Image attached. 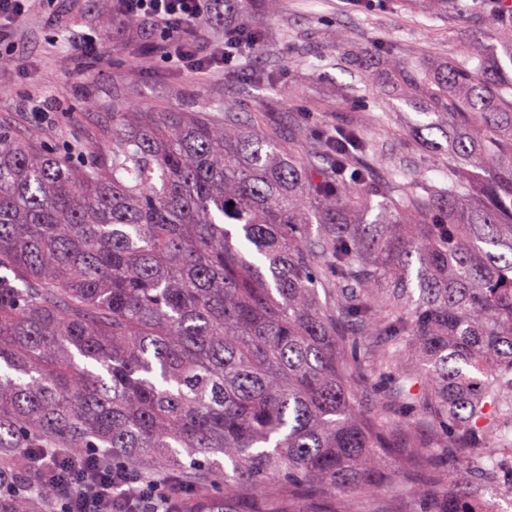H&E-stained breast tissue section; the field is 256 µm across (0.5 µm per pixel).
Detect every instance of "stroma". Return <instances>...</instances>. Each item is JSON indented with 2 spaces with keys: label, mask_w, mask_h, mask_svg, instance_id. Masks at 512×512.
Wrapping results in <instances>:
<instances>
[{
  "label": "stroma",
  "mask_w": 512,
  "mask_h": 512,
  "mask_svg": "<svg viewBox=\"0 0 512 512\" xmlns=\"http://www.w3.org/2000/svg\"><path fill=\"white\" fill-rule=\"evenodd\" d=\"M512 6L500 0H457L454 11L421 8L417 0H256L251 27L271 33L258 54L197 75L176 70L147 46L114 40L112 0H32L27 16L0 44V126L26 142L76 162L106 161L112 108L134 99L160 110L205 107L216 123L232 103L242 115L259 113L281 137L302 131L309 155L325 127L357 124L378 142L375 167L405 164L412 185L431 195L448 185L455 130L433 131L441 148L426 147L395 77L397 63L428 73L456 65L463 51L498 30ZM89 26L105 40L101 54L76 58L66 37L71 25ZM40 99L43 114L29 102ZM385 471L406 485L397 497L371 491L338 497L341 512H438L447 471L405 463L396 448Z\"/></svg>",
  "instance_id": "obj_1"
}]
</instances>
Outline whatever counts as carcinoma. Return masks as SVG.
<instances>
[{
  "mask_svg": "<svg viewBox=\"0 0 512 512\" xmlns=\"http://www.w3.org/2000/svg\"><path fill=\"white\" fill-rule=\"evenodd\" d=\"M505 59L512 30L433 77L396 69L418 130L458 131L437 202L400 166L374 181L355 125L317 164L230 104L222 124L118 105L110 161L83 166L0 128V509L65 512L58 473L95 454L177 482L171 512H313L369 488L389 422L430 469L499 477L477 451L512 453ZM468 494L439 512H499Z\"/></svg>",
  "mask_w": 512,
  "mask_h": 512,
  "instance_id": "obj_1",
  "label": "carcinoma"
}]
</instances>
